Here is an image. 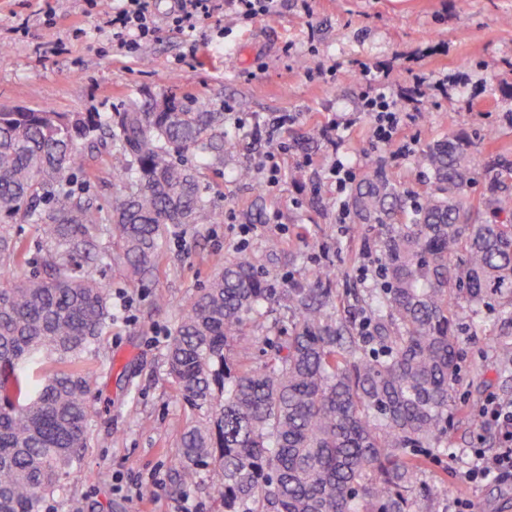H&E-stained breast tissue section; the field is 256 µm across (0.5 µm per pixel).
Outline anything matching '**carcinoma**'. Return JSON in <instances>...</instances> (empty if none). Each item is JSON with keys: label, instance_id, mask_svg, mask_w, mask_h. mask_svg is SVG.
<instances>
[{"label": "carcinoma", "instance_id": "obj_1", "mask_svg": "<svg viewBox=\"0 0 512 512\" xmlns=\"http://www.w3.org/2000/svg\"><path fill=\"white\" fill-rule=\"evenodd\" d=\"M95 141L119 181L108 214L74 185L80 143ZM188 152L224 165V113L169 96L113 117L0 106V512H41L89 445L92 359L113 320L112 292L83 265L91 248L112 239L106 257L139 283L159 272L167 237L215 220L200 173L176 159ZM418 164L434 184L420 200L377 175L351 198L383 236V288L362 322L336 313L329 288H285L273 351L230 359L274 301L248 256L224 260L178 317L168 374L204 417L176 460L187 483L211 469L224 512H429L438 488L417 449L448 451L462 314L487 299L512 314V157L478 159L449 134ZM34 258L45 277L24 272Z\"/></svg>", "mask_w": 512, "mask_h": 512}]
</instances>
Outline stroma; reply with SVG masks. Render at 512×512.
Returning a JSON list of instances; mask_svg holds the SVG:
<instances>
[{"mask_svg": "<svg viewBox=\"0 0 512 512\" xmlns=\"http://www.w3.org/2000/svg\"><path fill=\"white\" fill-rule=\"evenodd\" d=\"M172 8V0H155L156 33L136 53L120 56L110 42L112 0H0V105L110 115L134 100L149 109L164 96L189 95L231 109L221 170L195 154L184 158L209 188L214 223L168 237L163 267L140 284L120 265L92 262L112 292L114 320L97 361L81 471L46 501L44 512H180L186 490L195 512H224L208 470L184 486L175 459L178 439L198 413L176 392L165 356L176 319L195 292L207 287L225 258L244 253L276 289L313 287L314 271L333 267L338 307L353 314L367 289L382 285L381 234L375 224L340 223L328 175L335 158L353 165L361 180L381 168L405 195L419 197L432 184L416 155L448 133L465 135L478 151H512V26L502 23L512 16V0H288L280 12L250 21L218 11L191 36L170 29ZM195 40L210 44L198 59L190 55ZM363 63L388 71L396 92L414 69L462 74L467 85L429 99L406 125L411 156L372 148L365 115L340 149L308 141L311 128L355 111L364 85L343 81L341 73ZM284 113L293 120L273 139H237L235 117ZM282 141L290 150L279 187L264 190L254 173L239 178ZM82 152L78 184L94 205L110 210L118 186L106 154L87 146ZM274 212L285 233L284 253L272 262L264 246L271 237L265 221ZM243 222L254 227L244 247L237 235ZM504 340L512 341V320L493 302L482 305L477 324L462 327L458 408L440 464L448 493L432 512H450L459 497L472 499L476 512H512V481L472 486L462 477L464 449L498 445L479 418L480 405L489 398L512 402V365L497 354Z\"/></svg>", "mask_w": 512, "mask_h": 512, "instance_id": "stroma-1", "label": "stroma"}]
</instances>
